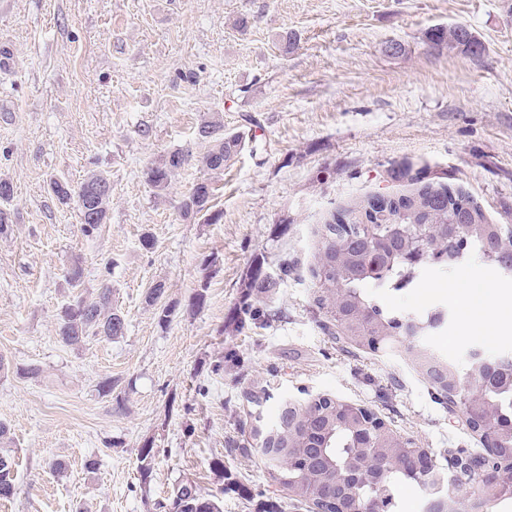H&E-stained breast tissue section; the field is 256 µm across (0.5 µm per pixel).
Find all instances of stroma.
<instances>
[{"label": "stroma", "instance_id": "stroma-1", "mask_svg": "<svg viewBox=\"0 0 512 512\" xmlns=\"http://www.w3.org/2000/svg\"><path fill=\"white\" fill-rule=\"evenodd\" d=\"M454 26L481 55L431 42ZM286 33L296 36L287 50ZM215 115L245 148L213 178L195 158ZM175 149L193 161L157 192L143 171ZM398 166L512 225V0H0V179L14 186L0 235V358L10 367L0 422L16 460L0 512H163L186 478L223 512H257L281 490L263 436L283 401L319 395L372 409L434 454L478 447L405 349L375 356L336 341L314 302L318 230L352 201L411 191L390 178ZM92 170L110 179L112 202L89 239L75 203H60L49 183ZM208 178L221 220L184 221L179 201ZM259 260L275 284L271 316L229 335ZM75 263L77 288L66 279ZM105 283L124 335L60 344L58 309ZM462 283L512 300V280L475 260L448 279L430 271L386 303L446 305L447 332L427 342L450 362L512 352V323L490 337L466 322L453 291ZM157 284L158 306L171 310L164 324L145 301ZM201 290L204 306L190 308ZM231 349L237 365L214 372ZM31 365L39 378L24 375ZM107 378L108 396L98 389ZM147 444L156 455L145 478ZM216 458L223 470L211 469Z\"/></svg>", "mask_w": 512, "mask_h": 512}]
</instances>
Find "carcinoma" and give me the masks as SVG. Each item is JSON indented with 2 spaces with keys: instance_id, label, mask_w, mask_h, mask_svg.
<instances>
[{
  "instance_id": "cac0c4a2",
  "label": "carcinoma",
  "mask_w": 512,
  "mask_h": 512,
  "mask_svg": "<svg viewBox=\"0 0 512 512\" xmlns=\"http://www.w3.org/2000/svg\"><path fill=\"white\" fill-rule=\"evenodd\" d=\"M430 40L449 48L464 46L481 49L465 27H458L454 43L448 34L436 29ZM208 141L197 165L213 173L224 171L242 151V138L224 131L216 117L199 128ZM189 161L176 149L144 171L154 188L166 190L172 178ZM408 194L374 200L369 196L335 212L322 225L315 262L310 269L316 281L315 303L336 326V340L353 341L371 351L403 347L411 356L437 397L449 410L461 412L475 406L481 415H492L502 423L512 422V356L486 358L474 354L464 367L447 359L423 342L433 333L431 320L384 304L381 297L389 290L414 282L426 271H453L472 258L489 264L512 279V227L489 222L480 207L460 191L422 182ZM53 195L61 203L79 199L77 190L64 178L50 182ZM214 188L209 181L193 187L180 202L185 220L197 217L208 223L219 221L221 212L212 210ZM112 196L101 201L85 199L78 204L82 216L81 232L95 237L108 218ZM272 295V281L263 264L250 271L246 292L230 322L241 333L258 327L266 318L262 307ZM125 318L112 306V292L101 288L91 301L79 296L57 313L56 335L66 347H80L94 339L114 340L124 335ZM359 427L356 420L336 407L332 399L311 401L290 413L281 411L274 426L262 441L271 475L295 496L312 503L319 512H399V491L412 485L432 492L442 482L447 498L457 494L450 472L432 462L430 469L414 477L403 466L398 449L402 438L390 440L391 453L360 457ZM9 428L0 423V499L13 494L15 458L6 448ZM308 460L304 468L288 467V456ZM340 485V502L324 500L322 485ZM171 506L179 512H222V506L204 495L194 481H180L174 488Z\"/></svg>"
}]
</instances>
